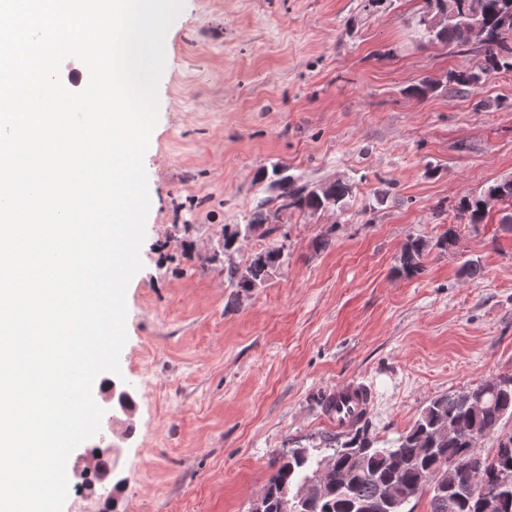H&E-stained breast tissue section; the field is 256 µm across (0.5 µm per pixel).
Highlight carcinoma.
I'll return each instance as SVG.
<instances>
[{
	"label": "carcinoma",
	"mask_w": 512,
	"mask_h": 512,
	"mask_svg": "<svg viewBox=\"0 0 512 512\" xmlns=\"http://www.w3.org/2000/svg\"><path fill=\"white\" fill-rule=\"evenodd\" d=\"M418 33L427 44L441 43L460 52H470L468 34L479 26L486 30L489 44L475 50L476 66L448 72V82L463 90L475 89L488 75L512 72V0H428L426 15ZM274 179L270 198L256 202L245 224L224 226L222 255L239 249L241 241L255 233L266 237L281 230L277 212L288 209L311 213L343 211L352 185L335 181L316 190L298 184L272 167ZM496 184L478 196H464L457 205L458 218L481 224L490 213L488 198L502 204L500 223L512 224V188L499 194ZM278 202L277 210L270 204ZM450 226L436 242L424 238L408 240L398 257L399 271L412 277L423 270V259L433 248L453 245ZM283 246L267 247L252 255L244 266L228 264L224 277L233 287L251 291L264 286L285 262ZM486 394L475 408L469 395ZM512 420V375L504 374L462 391L431 399L413 427L388 448L374 447L365 422L356 421L341 432L345 441L333 449V466L340 479L330 488L309 481L326 457L308 448H292L275 459L273 473L264 484L265 512H284L283 491L302 489L300 512H404V507L422 495H429V512H483L485 492L499 490L497 512H512V435L485 450L473 443L484 430H500L504 420ZM472 456L483 459L476 482L467 483L459 467Z\"/></svg>",
	"instance_id": "obj_1"
}]
</instances>
